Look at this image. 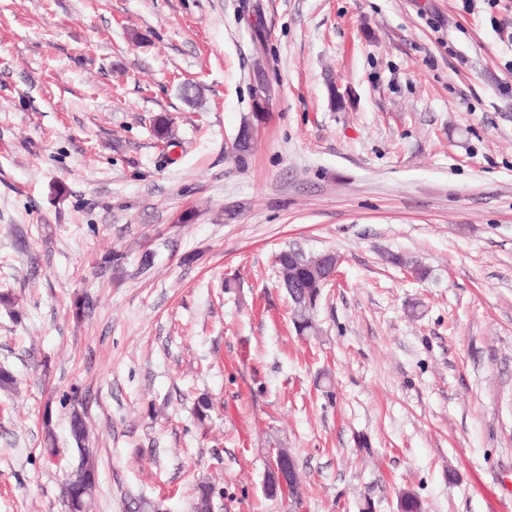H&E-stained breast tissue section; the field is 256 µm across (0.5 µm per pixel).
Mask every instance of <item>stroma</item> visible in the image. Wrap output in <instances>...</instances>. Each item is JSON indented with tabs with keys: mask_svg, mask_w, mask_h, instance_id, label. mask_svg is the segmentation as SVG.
<instances>
[{
	"mask_svg": "<svg viewBox=\"0 0 512 512\" xmlns=\"http://www.w3.org/2000/svg\"><path fill=\"white\" fill-rule=\"evenodd\" d=\"M511 60L512 0H0V512H65L74 391L93 512H512ZM255 99L253 117L257 122H261L265 116V110L271 97V87L264 78L262 69L258 68L255 75ZM286 250V251H284ZM282 251L285 252V255H282ZM281 252V253H280ZM279 253V255L277 256V260H282L280 262V264L277 262L278 264V268H279V273H280V278H282L284 280V288H286L287 290V293H288V288H287V283H288V265L285 264V262H283V259H288V249H283L281 250ZM289 295V298L292 302V306H293V317H292V322H293V325L295 327V323H296V320H299V321H302V320H306V319H310L312 321H314V324L313 323H306L305 325H303V333L304 335H310V334H314L316 333L317 331V326L315 325V319H314V316H313V310H309L304 302H300V299H299V294L297 293V295H294L293 296L288 293ZM297 321L298 324H300V322ZM295 330L296 332L298 333L297 331V328L295 327ZM318 258V255L313 256V258H309L305 255L303 256H297L298 265L300 272L303 274L304 279L307 281V291L311 294V300L309 301V304L313 307V298L316 297V304L320 301L323 290L318 288L319 286V279H318V266L315 263L316 259ZM293 463V457L286 450L282 448L276 450L265 475L264 488L267 493L277 494L285 488Z\"/></svg>",
	"mask_w": 512,
	"mask_h": 512,
	"instance_id": "obj_1",
	"label": "stroma"
}]
</instances>
